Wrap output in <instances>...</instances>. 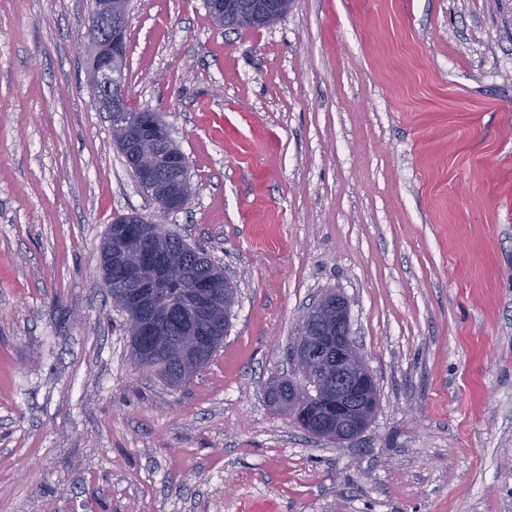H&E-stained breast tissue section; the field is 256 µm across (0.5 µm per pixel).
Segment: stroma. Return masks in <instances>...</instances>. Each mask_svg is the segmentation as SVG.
<instances>
[{
    "label": "stroma",
    "mask_w": 512,
    "mask_h": 512,
    "mask_svg": "<svg viewBox=\"0 0 512 512\" xmlns=\"http://www.w3.org/2000/svg\"><path fill=\"white\" fill-rule=\"evenodd\" d=\"M89 0H0V512H512V0H292L220 29L132 0L124 85L188 160L165 210L91 102ZM237 288L180 387L135 370L115 218ZM348 302L375 379L336 447L267 397L301 317ZM128 223L125 224L124 217L117 218L109 227L101 247V265L112 271V280L121 275V271L132 260L133 253L130 244L137 238L133 228L143 219L137 214L126 215Z\"/></svg>",
    "instance_id": "1"
}]
</instances>
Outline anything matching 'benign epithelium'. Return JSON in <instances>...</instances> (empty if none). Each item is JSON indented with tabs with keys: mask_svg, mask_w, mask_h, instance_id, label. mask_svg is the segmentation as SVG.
Returning <instances> with one entry per match:
<instances>
[{
	"mask_svg": "<svg viewBox=\"0 0 512 512\" xmlns=\"http://www.w3.org/2000/svg\"><path fill=\"white\" fill-rule=\"evenodd\" d=\"M129 2H93L89 38L84 45V52L89 56L88 92L92 103L107 113L115 142L124 146L140 164L141 190L160 199L163 207L178 211L185 200L181 187L189 183L187 159L181 150L171 149L173 139L169 128L156 113L147 114L149 134L131 140L124 115V85L114 82L124 68L127 54ZM206 7L211 23L219 28L224 27L227 14L234 9L231 0H206ZM123 303L142 310L145 330L155 331L145 296L128 294ZM294 370L293 386L297 394L288 397V415L309 429L323 432L338 447L355 440L362 433V420L375 400L374 378L353 343L344 297L324 296L304 319L294 350ZM329 376L336 377V417L311 419L299 413L298 392L309 390L312 397H318Z\"/></svg>",
	"mask_w": 512,
	"mask_h": 512,
	"instance_id": "obj_1",
	"label": "benign epithelium"
}]
</instances>
